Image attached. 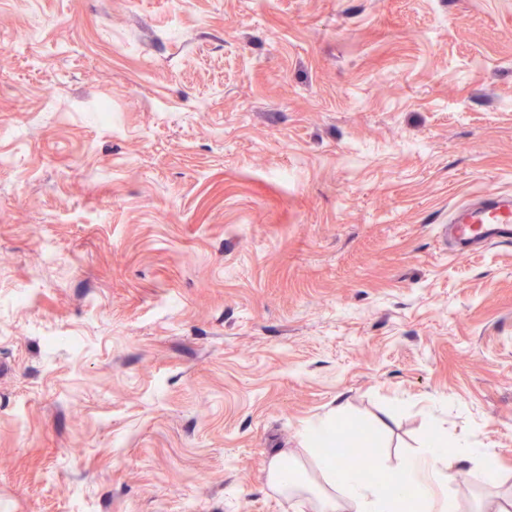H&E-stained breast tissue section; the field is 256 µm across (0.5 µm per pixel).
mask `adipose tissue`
I'll return each instance as SVG.
<instances>
[{"instance_id":"adipose-tissue-1","label":"adipose tissue","mask_w":512,"mask_h":512,"mask_svg":"<svg viewBox=\"0 0 512 512\" xmlns=\"http://www.w3.org/2000/svg\"><path fill=\"white\" fill-rule=\"evenodd\" d=\"M309 445L314 476L299 482L291 476L283 459H273L267 470L268 484L286 503L310 495L316 512H394V501L381 484L370 483L357 472H338L330 450L336 445V427L332 420L319 421L303 431ZM470 462L480 470L483 480L498 484V463L481 448L449 444L442 429L431 432L423 448L406 456L392 472L396 487L412 486L419 492L424 512H458L455 499L448 492L456 472Z\"/></svg>"}]
</instances>
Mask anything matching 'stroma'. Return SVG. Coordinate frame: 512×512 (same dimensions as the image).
Wrapping results in <instances>:
<instances>
[{"mask_svg":"<svg viewBox=\"0 0 512 512\" xmlns=\"http://www.w3.org/2000/svg\"><path fill=\"white\" fill-rule=\"evenodd\" d=\"M485 191L512 0H0V512H290L331 415L512 487V243L442 234Z\"/></svg>","mask_w":512,"mask_h":512,"instance_id":"obj_1","label":"stroma"}]
</instances>
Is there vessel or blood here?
<instances>
[{"label":"vessel or blood","mask_w":512,"mask_h":512,"mask_svg":"<svg viewBox=\"0 0 512 512\" xmlns=\"http://www.w3.org/2000/svg\"><path fill=\"white\" fill-rule=\"evenodd\" d=\"M454 252L473 254L490 244L512 240V195L486 193L479 201L457 206L448 221Z\"/></svg>","instance_id":"b4317fda"}]
</instances>
